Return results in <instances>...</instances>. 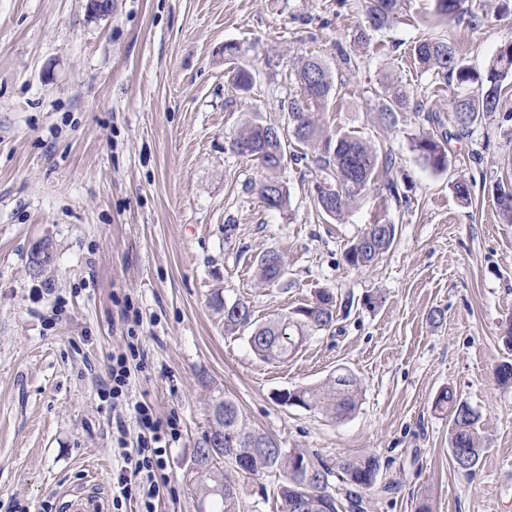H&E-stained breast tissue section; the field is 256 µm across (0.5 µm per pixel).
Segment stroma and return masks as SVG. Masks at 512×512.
Segmentation results:
<instances>
[{
    "label": "stroma",
    "mask_w": 512,
    "mask_h": 512,
    "mask_svg": "<svg viewBox=\"0 0 512 512\" xmlns=\"http://www.w3.org/2000/svg\"><path fill=\"white\" fill-rule=\"evenodd\" d=\"M479 2L487 20L474 30L426 25L432 0H404L362 48L353 35L363 0H115L103 17L88 0H0V512L15 502L63 512L87 492L112 512V408L98 385L127 345L128 304L141 314L143 366L126 400L178 420L166 459L175 495L158 512H197L185 474L220 394L250 427L329 466L376 455L367 512H512V385L495 375L512 362V224L492 191L512 175V121L500 119L512 113V77L499 116L449 142L445 170L412 149L425 113L450 123L453 98L415 64V41L453 40L482 72L512 39V0ZM228 42L241 47L231 60ZM308 55L340 82L321 124L391 153L398 198L364 191L338 220L315 205L314 150L293 141L288 120ZM238 69L253 74L249 91L234 86ZM386 82L423 105L392 130L378 117ZM254 120L288 141L280 212L246 192L261 172L229 148ZM459 181L469 200L456 195ZM377 220L396 225L393 246L371 266L348 265L346 249ZM44 239L53 260L37 277L29 257ZM270 251L286 274L269 287L256 265ZM321 289L342 302L335 323L281 361L258 357L248 330L226 331L212 303L217 293L247 301L261 323ZM435 309L442 321L430 319ZM340 373L361 387L346 419L277 399ZM447 388L480 414L470 474L453 466L448 416L434 408ZM388 483L396 493L380 494ZM277 485L245 477L241 512H276Z\"/></svg>",
    "instance_id": "35a3bbf8"
}]
</instances>
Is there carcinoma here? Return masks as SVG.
<instances>
[{"label": "carcinoma", "instance_id": "cac0c4a2", "mask_svg": "<svg viewBox=\"0 0 512 512\" xmlns=\"http://www.w3.org/2000/svg\"><path fill=\"white\" fill-rule=\"evenodd\" d=\"M401 0H365L366 25L359 29L356 40L367 43L374 33L389 28L396 19ZM431 18L435 22L455 16L467 21L472 29L485 22L484 13L464 7L466 0H433ZM412 54L418 65L433 71L448 85H455L452 101L455 132L440 133L425 130L413 138V150L435 171L448 166L447 145L451 137L470 136L473 126L493 117L499 111L503 80L512 74V40L500 46L487 69L486 76L466 65L456 44L448 40L422 39L413 46ZM296 78L299 96L289 105L292 136L298 143L313 145L318 152L312 158L316 173L313 190L320 210L327 216L341 218L349 204L372 184H378L381 199L398 197V184L390 154L381 155L357 135L331 133L315 118L336 87L335 79L322 60L311 57L299 67ZM379 95L385 104L379 119L388 128L395 127L403 112H419L420 106L410 103L407 91L392 85H382ZM232 151L269 171L284 163L286 144L277 128L262 123L248 124L231 142ZM246 190L256 194L266 208L282 210L287 204V189L274 178H264L246 184ZM499 214L512 223V182L495 185ZM396 225L376 222L365 228L361 237L346 251L345 258L354 267L376 262L394 243ZM52 261L50 246L44 242L31 252L30 267L43 273ZM260 279L275 283L284 275V268L274 267L261 256L257 262ZM224 310V329L235 331L252 328L249 343L259 357L286 358L294 354L311 329H326L335 319L337 301L326 290L315 300L297 308L293 315H281L268 322L254 324L253 311L240 300L228 303L217 294L214 298ZM288 405L320 408L338 419L351 415L357 408L359 387L349 375H339L323 389L298 387L278 394ZM435 407L448 411L450 423L449 449L452 462L458 453H467L472 465H477L481 448L477 439L479 414L457 394L446 389L440 393ZM379 460L368 455L343 461L333 470L322 460L294 448H283L271 435L247 426L238 405L217 397L212 407L210 430L193 451L186 481L197 497L198 512H240L238 478L279 473L277 502L279 512H298V501L307 500L306 512H363L361 500L347 494L338 499L332 492L330 477L353 490L368 489L375 483Z\"/></svg>", "mask_w": 512, "mask_h": 512}]
</instances>
